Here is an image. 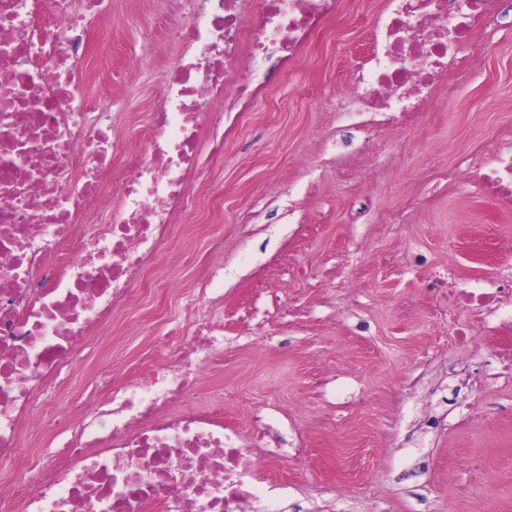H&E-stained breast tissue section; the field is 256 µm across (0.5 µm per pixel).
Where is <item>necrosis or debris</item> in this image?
Here are the masks:
<instances>
[{"mask_svg": "<svg viewBox=\"0 0 512 512\" xmlns=\"http://www.w3.org/2000/svg\"><path fill=\"white\" fill-rule=\"evenodd\" d=\"M179 21L150 134L94 117L91 34L112 31V0H0V512H266L288 483L258 477L254 445L224 414V326L213 308L161 326V351L130 379L71 390L63 370L130 318L185 214L214 179L224 143L300 48L348 0H205ZM494 0H380L349 92L384 112H420L470 69L457 46ZM487 198L512 207V145L484 144ZM448 304L499 318L512 361V278L448 286ZM57 447L30 460L34 435Z\"/></svg>", "mask_w": 512, "mask_h": 512, "instance_id": "1", "label": "necrosis or debris"}]
</instances>
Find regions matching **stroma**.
Returning <instances> with one entry per match:
<instances>
[{"label": "stroma", "instance_id": "obj_1", "mask_svg": "<svg viewBox=\"0 0 512 512\" xmlns=\"http://www.w3.org/2000/svg\"><path fill=\"white\" fill-rule=\"evenodd\" d=\"M375 0L303 48L225 144L212 190L183 216L175 277L141 294L142 316L172 323L219 300L224 419L265 437L258 473L278 462L288 497L271 512H512V366L449 349L446 274L489 275L512 243V209L486 198L471 157L512 137V0L462 52L471 72L421 114L364 111L346 85L367 47ZM186 0H112V43L89 93L112 118L145 120L177 57L169 24ZM224 235V269L197 256ZM137 357L152 331L118 323Z\"/></svg>", "mask_w": 512, "mask_h": 512}]
</instances>
